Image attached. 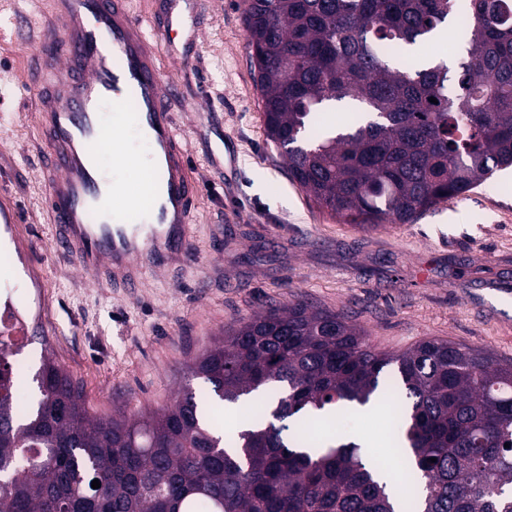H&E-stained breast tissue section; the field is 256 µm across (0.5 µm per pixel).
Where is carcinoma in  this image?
Returning <instances> with one entry per match:
<instances>
[{"label":"carcinoma","instance_id":"carcinoma-1","mask_svg":"<svg viewBox=\"0 0 512 512\" xmlns=\"http://www.w3.org/2000/svg\"><path fill=\"white\" fill-rule=\"evenodd\" d=\"M244 2L267 137L342 223L408 224L512 167V0ZM461 17L455 70L411 53ZM384 44L398 51L377 54ZM342 101L359 118L319 125ZM17 353L0 331V512H512V364L448 340L380 352L338 312L270 306L188 367L218 404L268 396L231 435L189 386L134 421L92 417L49 357L20 414ZM391 365L414 490L397 502L358 445L308 452L310 428L373 405Z\"/></svg>","mask_w":512,"mask_h":512}]
</instances>
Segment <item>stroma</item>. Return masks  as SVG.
Listing matches in <instances>:
<instances>
[{
	"label": "stroma",
	"instance_id": "stroma-1",
	"mask_svg": "<svg viewBox=\"0 0 512 512\" xmlns=\"http://www.w3.org/2000/svg\"><path fill=\"white\" fill-rule=\"evenodd\" d=\"M51 0H0V307L26 320L17 381L49 357L83 384L89 413L133 418L168 405L188 366L225 329L271 304L344 313L377 350L447 339L512 362V170L410 224L363 231L319 211L267 138L241 0H196L199 39L174 41L164 76L180 88L178 130L202 182L189 226L191 264L146 272L135 292L93 282L57 251L39 170L35 43ZM391 400L339 414L327 435L365 440L397 464Z\"/></svg>",
	"mask_w": 512,
	"mask_h": 512
}]
</instances>
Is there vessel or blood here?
<instances>
[{
  "instance_id": "vessel-or-blood-1",
  "label": "vessel or blood",
  "mask_w": 512,
  "mask_h": 512,
  "mask_svg": "<svg viewBox=\"0 0 512 512\" xmlns=\"http://www.w3.org/2000/svg\"><path fill=\"white\" fill-rule=\"evenodd\" d=\"M163 20L134 13L128 0H54L53 20L37 44L42 90L36 112L48 146L40 174L58 251L95 283L136 289L144 264L164 269L193 260L187 234L201 183L177 132L180 92L165 82V59L176 53ZM128 106L129 127L105 128L107 103ZM144 134L157 177L147 207L129 201L114 181L126 130Z\"/></svg>"
}]
</instances>
